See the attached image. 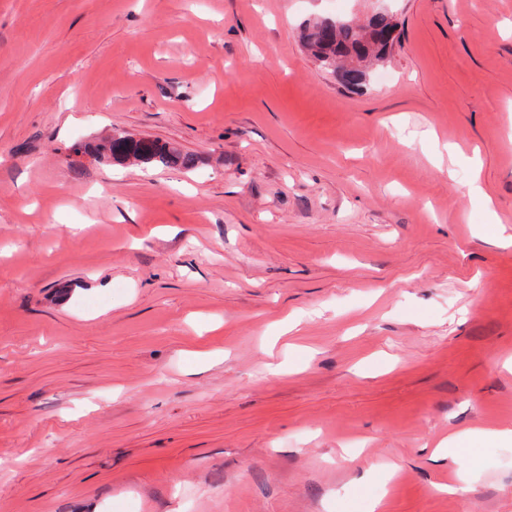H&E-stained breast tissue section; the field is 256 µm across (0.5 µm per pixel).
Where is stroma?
I'll return each mask as SVG.
<instances>
[{
	"label": "stroma",
	"instance_id": "obj_1",
	"mask_svg": "<svg viewBox=\"0 0 512 512\" xmlns=\"http://www.w3.org/2000/svg\"><path fill=\"white\" fill-rule=\"evenodd\" d=\"M510 358L512 0H0V512H512ZM330 19L334 23H328ZM401 22L392 12L373 13L364 26L336 19L316 20L302 30L305 48L321 67L349 88L366 81L369 68L381 66L400 37ZM84 150L110 165L132 163L143 168L162 166L187 170L196 167L193 155L168 143L135 139L122 133H113L96 144L85 146Z\"/></svg>",
	"mask_w": 512,
	"mask_h": 512
}]
</instances>
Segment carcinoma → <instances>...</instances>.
<instances>
[{
	"label": "carcinoma",
	"mask_w": 512,
	"mask_h": 512,
	"mask_svg": "<svg viewBox=\"0 0 512 512\" xmlns=\"http://www.w3.org/2000/svg\"><path fill=\"white\" fill-rule=\"evenodd\" d=\"M400 29L397 16L377 11L363 26L348 21L339 25L324 19L313 21L303 28L301 38L321 67L339 76L345 86L354 88L364 84L370 67L385 62L398 42ZM84 150L110 165L132 163L143 168L187 170L196 167L193 155L168 143L135 139L122 133H114Z\"/></svg>",
	"instance_id": "cac0c4a2"
}]
</instances>
